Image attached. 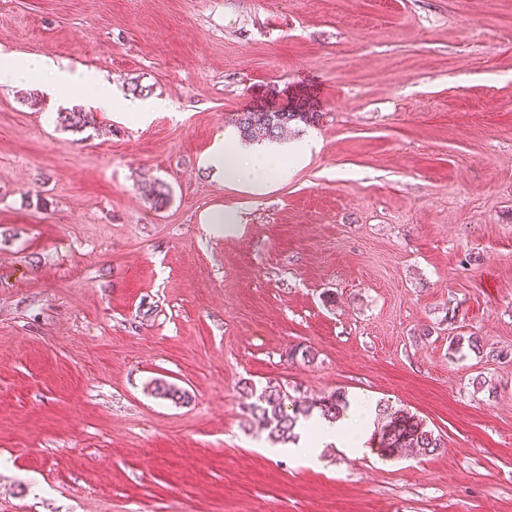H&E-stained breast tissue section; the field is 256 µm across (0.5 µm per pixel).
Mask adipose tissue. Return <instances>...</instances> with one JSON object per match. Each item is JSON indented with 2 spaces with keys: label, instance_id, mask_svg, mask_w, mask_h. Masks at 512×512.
I'll list each match as a JSON object with an SVG mask.
<instances>
[{
  "label": "adipose tissue",
  "instance_id": "adipose-tissue-1",
  "mask_svg": "<svg viewBox=\"0 0 512 512\" xmlns=\"http://www.w3.org/2000/svg\"><path fill=\"white\" fill-rule=\"evenodd\" d=\"M47 80L58 94L66 97L91 96L102 107L112 105V87L96 75L71 72L60 67L51 57L43 54L0 56V86L15 87L34 81ZM274 149L254 150L247 157L226 151L223 137H216L203 159V166L213 177L243 186L259 187L271 174ZM370 421V409L365 405H350L346 414L336 420L312 415L298 428V439L288 446L289 454L315 455L318 446L337 441L345 450L362 447Z\"/></svg>",
  "mask_w": 512,
  "mask_h": 512
}]
</instances>
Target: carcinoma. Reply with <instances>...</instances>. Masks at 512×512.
I'll return each mask as SVG.
<instances>
[{
	"mask_svg": "<svg viewBox=\"0 0 512 512\" xmlns=\"http://www.w3.org/2000/svg\"><path fill=\"white\" fill-rule=\"evenodd\" d=\"M59 119L65 127L75 132L96 126L91 112L73 110L62 114ZM303 119L304 114L299 112H242L237 115L235 123L242 138L259 142L277 139L291 122ZM465 345L474 352L482 349L478 336H454L449 342V347L456 352L461 351ZM152 392L158 398L174 403L185 398V393L179 388L161 379L155 380ZM250 396L256 397V401L249 405L252 416L259 424L269 428L272 435L288 442L297 438V424L308 418L313 411L333 420L349 406L345 393L339 389L308 404L294 402L289 411L285 409V400L289 395L278 385L269 384L259 392L252 389ZM381 412L385 413L378 431V452L381 456L394 457L406 448L432 455L442 447L441 439L413 416L400 411L388 413L384 408Z\"/></svg>",
	"mask_w": 512,
	"mask_h": 512,
	"instance_id": "cac0c4a2",
	"label": "carcinoma"
}]
</instances>
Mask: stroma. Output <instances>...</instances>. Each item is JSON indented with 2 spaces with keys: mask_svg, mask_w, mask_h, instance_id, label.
Returning a JSON list of instances; mask_svg holds the SVG:
<instances>
[{
  "mask_svg": "<svg viewBox=\"0 0 512 512\" xmlns=\"http://www.w3.org/2000/svg\"><path fill=\"white\" fill-rule=\"evenodd\" d=\"M1 52L115 106L0 87V512H512V0H0ZM137 84L166 103L141 124ZM256 111L307 118L265 185L211 179ZM247 382L442 446L305 463ZM51 79L44 83L58 94L66 97L91 96L102 107L112 106V86L92 73H73L61 68L51 57L43 54L14 56L0 55V86L15 87L41 82L43 76ZM64 113V114H63ZM61 115V116H60ZM61 123L72 131L82 132L87 128H95L96 120L93 113L72 110L71 112H60ZM378 452L385 458L397 456L406 448L432 455L442 446L441 439L408 413L390 412L378 431Z\"/></svg>",
  "mask_w": 512,
  "mask_h": 512,
  "instance_id": "stroma-1",
  "label": "stroma"
}]
</instances>
